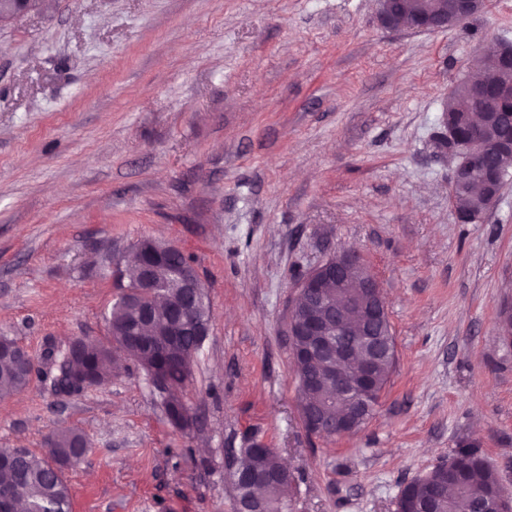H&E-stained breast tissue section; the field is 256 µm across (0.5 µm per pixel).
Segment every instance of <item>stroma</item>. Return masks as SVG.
Segmentation results:
<instances>
[{"label":"stroma","mask_w":512,"mask_h":512,"mask_svg":"<svg viewBox=\"0 0 512 512\" xmlns=\"http://www.w3.org/2000/svg\"><path fill=\"white\" fill-rule=\"evenodd\" d=\"M377 0H40L0 24V336L109 341L95 266L152 237L189 255L211 331L180 430L125 360L77 396L0 399V448L86 433L72 512H235L229 465L275 449L288 512H394L405 484L478 448L512 493V180L479 221L448 201L433 141L512 0L439 32L385 30ZM359 250L396 363L350 436L302 423L286 333L295 280Z\"/></svg>","instance_id":"obj_1"}]
</instances>
